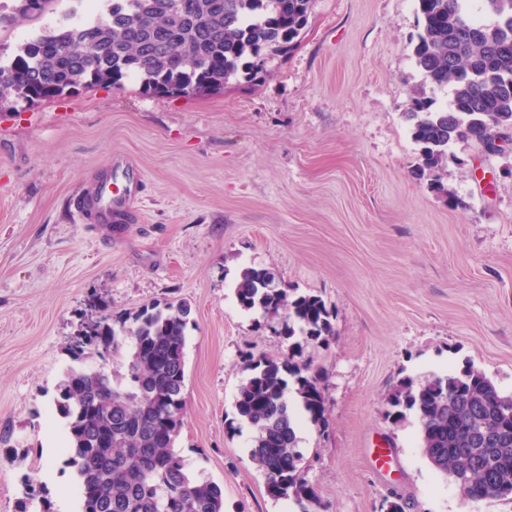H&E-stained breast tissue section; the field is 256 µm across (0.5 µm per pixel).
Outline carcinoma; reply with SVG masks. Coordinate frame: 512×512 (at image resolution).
<instances>
[{
	"label": "carcinoma",
	"mask_w": 512,
	"mask_h": 512,
	"mask_svg": "<svg viewBox=\"0 0 512 512\" xmlns=\"http://www.w3.org/2000/svg\"><path fill=\"white\" fill-rule=\"evenodd\" d=\"M49 2L17 0L8 13L0 5V24L41 12ZM417 2L422 28L413 57L422 83L405 118L424 172L453 161L458 142L488 148L497 133L512 130V0H480L478 17L467 0ZM310 10L311 0H110L94 19L48 30L1 63L0 107L115 85L128 76L163 96L173 89L185 97L221 91L238 77L253 82L267 73L268 59L295 47ZM446 86L452 99L439 107L427 89ZM236 297L247 312L283 316L280 355L242 353L247 375L235 408L254 429L251 456L269 496L292 498L309 512L316 492L289 398L313 424L323 423L320 377L302 355L308 344L330 343L335 313L320 296L288 287L271 268H243ZM190 313L185 302H167L111 323H84V340L71 347L75 359L100 349L117 355L126 342L131 351L123 387L102 373L71 369L56 388L81 512H224L221 487L190 477L173 449L183 424ZM409 413L419 423L429 465L464 496L512 500V395L470 366L423 382L399 380L385 417L397 424Z\"/></svg>",
	"instance_id": "obj_1"
}]
</instances>
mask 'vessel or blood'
I'll return each instance as SVG.
<instances>
[{"mask_svg": "<svg viewBox=\"0 0 512 512\" xmlns=\"http://www.w3.org/2000/svg\"><path fill=\"white\" fill-rule=\"evenodd\" d=\"M126 163L114 158L93 179L91 190L73 201L74 209L101 224L128 222L138 212L143 181L127 178Z\"/></svg>", "mask_w": 512, "mask_h": 512, "instance_id": "vessel-or-blood-1", "label": "vessel or blood"}]
</instances>
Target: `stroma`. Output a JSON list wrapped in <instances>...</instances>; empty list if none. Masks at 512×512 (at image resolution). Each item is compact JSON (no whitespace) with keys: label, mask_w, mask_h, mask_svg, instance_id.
Returning a JSON list of instances; mask_svg holds the SVG:
<instances>
[{"label":"stroma","mask_w":512,"mask_h":512,"mask_svg":"<svg viewBox=\"0 0 512 512\" xmlns=\"http://www.w3.org/2000/svg\"><path fill=\"white\" fill-rule=\"evenodd\" d=\"M87 0L0 25V57L87 21ZM416 0H312L291 52L258 82L191 98L138 78L0 110V512L23 482L78 512L56 386L73 367L126 385L118 358L74 359L84 318L151 303L190 305L185 402L174 448L224 491V512H300L268 495L238 420L240 353L284 344L238 304L237 275L268 267L335 314L329 345L305 356L322 378L325 425L301 422L315 512H512L473 501L422 454L415 416H384L394 384L474 366L512 394V149L453 145L454 164L419 176L405 114L421 76ZM144 183L140 222L78 217L73 197L113 157ZM389 449L377 458V448Z\"/></svg>","instance_id":"35a3bbf8"}]
</instances>
